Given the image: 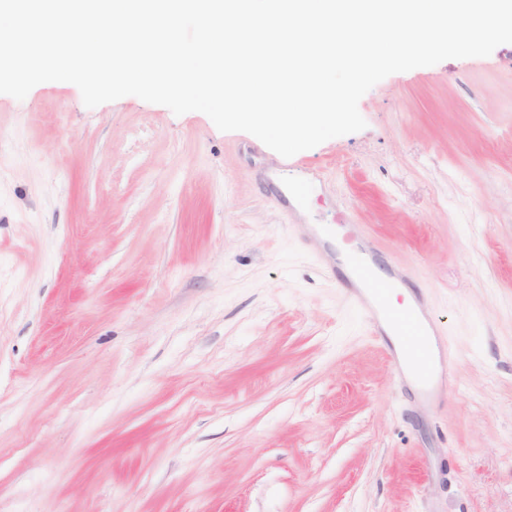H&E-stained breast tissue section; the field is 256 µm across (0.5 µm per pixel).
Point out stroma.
I'll return each mask as SVG.
<instances>
[{
  "instance_id": "35a3bbf8",
  "label": "stroma",
  "mask_w": 512,
  "mask_h": 512,
  "mask_svg": "<svg viewBox=\"0 0 512 512\" xmlns=\"http://www.w3.org/2000/svg\"><path fill=\"white\" fill-rule=\"evenodd\" d=\"M287 160L204 113L0 94V512H512V44L389 75ZM449 352L399 377L317 224ZM336 240V225L335 224H323L319 234L310 240L311 245L317 252L319 258L324 262L326 266L332 267L330 262V253L332 248L335 246L333 241ZM336 251V246H335Z\"/></svg>"
}]
</instances>
